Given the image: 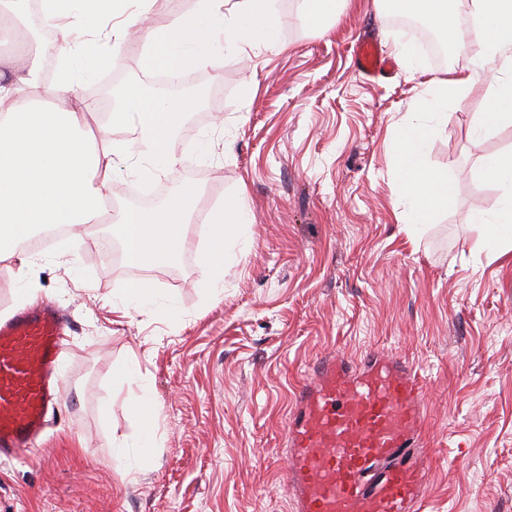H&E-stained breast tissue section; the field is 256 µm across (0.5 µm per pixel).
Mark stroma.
<instances>
[{
    "mask_svg": "<svg viewBox=\"0 0 512 512\" xmlns=\"http://www.w3.org/2000/svg\"><path fill=\"white\" fill-rule=\"evenodd\" d=\"M277 38L195 68L202 100L155 170L137 130H115L129 154L112 178L117 209L136 211L148 181L191 189L199 215L240 204L251 222L224 241V274L205 275L207 225L187 224L177 256L129 263L107 224L58 235L29 266L0 258V312L35 284L68 323L63 397L37 448L0 459V512H292L285 428L309 364L334 352L385 350L426 385L430 462L425 512H512V254L492 261L472 211L492 213L499 186L478 167L512 152V125L477 130L471 96L448 108L423 164L448 179L450 206L425 225L397 221L390 136L411 119L428 76L467 72L485 56L474 27L451 64L427 76L355 71L363 33L384 53L420 50L415 31L373 0H346L334 24L310 29L300 0H273ZM142 282L150 298L112 310ZM149 399L157 427L136 445Z\"/></svg>",
    "mask_w": 512,
    "mask_h": 512,
    "instance_id": "obj_1",
    "label": "stroma"
}]
</instances>
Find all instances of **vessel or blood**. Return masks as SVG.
<instances>
[{"mask_svg":"<svg viewBox=\"0 0 512 512\" xmlns=\"http://www.w3.org/2000/svg\"><path fill=\"white\" fill-rule=\"evenodd\" d=\"M354 63L372 78L393 69L367 34L355 44ZM68 351L66 321L55 305L28 307L0 322V458L37 446L61 401L59 366ZM425 412L421 379L399 358H318L285 426L293 512H421Z\"/></svg>","mask_w":512,"mask_h":512,"instance_id":"vessel-or-blood-1","label":"vessel or blood"}]
</instances>
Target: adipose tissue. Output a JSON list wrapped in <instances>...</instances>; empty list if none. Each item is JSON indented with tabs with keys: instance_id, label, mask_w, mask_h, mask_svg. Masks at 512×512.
Listing matches in <instances>:
<instances>
[{
	"instance_id": "ef3b65f1",
	"label": "adipose tissue",
	"mask_w": 512,
	"mask_h": 512,
	"mask_svg": "<svg viewBox=\"0 0 512 512\" xmlns=\"http://www.w3.org/2000/svg\"><path fill=\"white\" fill-rule=\"evenodd\" d=\"M25 0H0V42H10L8 56L0 55V67L13 68L11 79L0 77V257L14 256L18 247L37 233L67 227L71 230L110 220L113 235L129 245L143 260L174 255L182 227L195 211L188 202L165 204L147 215L113 211L106 190L114 169L126 155L113 142V129L137 118L141 156L168 164L172 158L160 145L172 134L170 118L193 106L191 98H174L158 92L150 96L128 95L110 113L97 132L86 128L89 110L77 95L79 86L94 77L118 56L111 44L122 43L128 25H113L123 16L129 0H40L41 20L55 33L47 43L22 34ZM413 8L428 16L442 31L453 51L463 47L458 24L461 4L481 31L486 63L466 73L449 71L447 78L431 79L435 93L418 102L420 118L397 128L391 150L397 173L398 193L407 204L413 223H422L436 204L449 203L447 179L425 167L421 159L436 131L426 122L429 114L447 118L448 106L483 91L485 112L478 127L512 125V0H410ZM278 17L271 0H199L191 19L173 18L160 29L143 31V57L152 62L168 50L183 69L206 66L224 52L256 41H272ZM63 58L51 86L38 77L41 59L48 52ZM480 176L501 190L494 214L475 212L483 239L490 244L491 259L512 253V153L482 160ZM211 244L201 256L203 269L214 276L224 269V239L249 222L239 206L208 214Z\"/></svg>"
}]
</instances>
